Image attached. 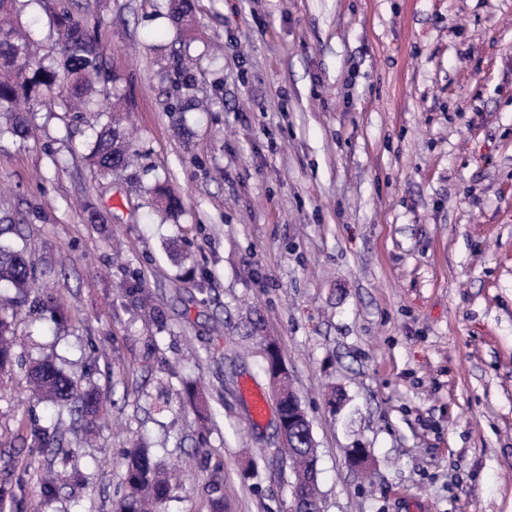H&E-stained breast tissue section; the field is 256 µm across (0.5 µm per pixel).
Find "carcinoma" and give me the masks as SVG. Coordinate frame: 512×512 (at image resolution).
<instances>
[{"mask_svg":"<svg viewBox=\"0 0 512 512\" xmlns=\"http://www.w3.org/2000/svg\"><path fill=\"white\" fill-rule=\"evenodd\" d=\"M36 4L43 11L47 39L63 35L61 57L51 62L39 55L21 22L22 9ZM168 14L175 24L187 31L195 25L192 0H168ZM113 81L101 49L98 33L79 11L77 0H0V138L9 135L25 138L29 121L19 108L20 100H35L50 113H60V119L75 118L99 104L98 95ZM176 101L172 110L182 115L198 109L189 76L178 75ZM136 155L121 118L107 112V120L93 129L92 147L86 156L89 166L100 174L114 168H126ZM16 231V220L0 217V370L14 362L11 341L12 321L1 312L4 307L16 309L27 303L29 288L35 273L24 250L13 246L8 235ZM137 295L140 307L153 318L161 316L153 297L144 288H130ZM264 372L278 406L280 424L285 431L283 446L277 454L288 463L291 475L306 476L302 485L308 499L319 498L317 480L308 476L316 454L309 428L301 421L288 429V421L297 415L298 404L288 387V369L279 347L269 340L263 349ZM33 385L32 400L39 405L50 403L56 409V422L51 426L33 424L29 438L36 448H59V426L63 415L72 423L87 422L104 401L102 393L89 387L77 392V380L56 364L43 359L29 368ZM194 424L203 428L212 420L206 398L197 388L188 390ZM124 492L120 497V512H161L171 484L146 448L131 449L124 462Z\"/></svg>","mask_w":512,"mask_h":512,"instance_id":"carcinoma-1","label":"carcinoma"}]
</instances>
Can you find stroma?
<instances>
[{"label": "stroma", "instance_id": "stroma-1", "mask_svg": "<svg viewBox=\"0 0 512 512\" xmlns=\"http://www.w3.org/2000/svg\"><path fill=\"white\" fill-rule=\"evenodd\" d=\"M79 2L117 76L103 105L120 97L141 158L95 174L93 114L69 128L33 104L32 136L0 139V207L67 309L13 317L0 512H115L139 445L183 469L164 512H210L217 477L224 512H288L277 413L251 419L265 336L324 512H512V0H196L184 33L166 0ZM176 57L208 104L183 125ZM158 181L177 216L148 195ZM55 356L112 401L38 450L29 416L52 411L28 365ZM189 381L215 411L202 435Z\"/></svg>", "mask_w": 512, "mask_h": 512}]
</instances>
